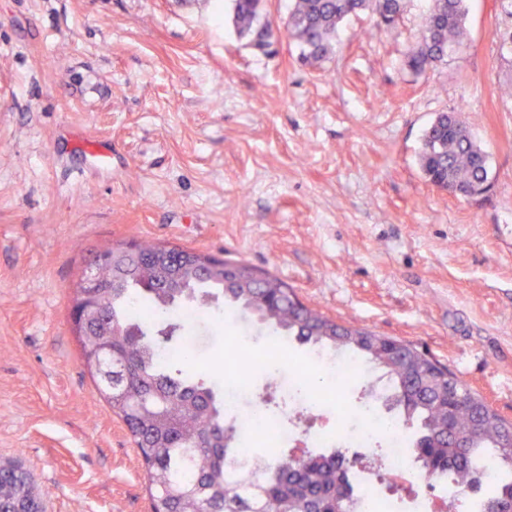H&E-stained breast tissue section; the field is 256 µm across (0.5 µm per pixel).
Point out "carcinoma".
Listing matches in <instances>:
<instances>
[{
    "label": "carcinoma",
    "mask_w": 512,
    "mask_h": 512,
    "mask_svg": "<svg viewBox=\"0 0 512 512\" xmlns=\"http://www.w3.org/2000/svg\"><path fill=\"white\" fill-rule=\"evenodd\" d=\"M420 41L406 55L408 69L421 75L467 44V0H433ZM403 0H292L288 35L299 59L314 67L332 51L339 25L350 15L369 10L377 24L395 25ZM265 0H233V20L248 44L263 53L277 38L262 20ZM419 165L426 180L440 190L486 194L492 181L485 151L470 126L451 112H440L424 132ZM157 244L137 243L123 263L104 265L97 278L112 283L94 294L102 331L112 336V352L126 369L112 370V382H96L99 396L125 422L145 463V479L156 512H356L351 476L358 453L337 449L313 454L297 464L281 451L269 462L263 481L253 488L225 469L242 437L224 424V397L209 379L211 366L199 374L181 369L182 357L160 358L163 347L177 348L176 335L189 324L184 310L215 311L219 300L250 313L280 336L314 349L343 351L366 362L370 377L396 405L406 427L415 428L413 445L426 444L431 458L415 461L432 480L454 475L471 490L488 485L480 512H512V447L506 421L454 373H444L428 355L410 344L389 350L388 336L366 326H343L294 302V292L278 277L252 287L224 278L202 265L180 263L157 267ZM162 315L166 326L148 334L150 320ZM88 370L99 357L98 343L78 337ZM41 512L16 466H0V512Z\"/></svg>",
    "instance_id": "carcinoma-1"
}]
</instances>
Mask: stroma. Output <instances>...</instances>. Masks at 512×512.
I'll use <instances>...</instances> for the list:
<instances>
[{"mask_svg": "<svg viewBox=\"0 0 512 512\" xmlns=\"http://www.w3.org/2000/svg\"><path fill=\"white\" fill-rule=\"evenodd\" d=\"M289 6L266 0L278 41L263 55L231 0H0V464L30 474L46 512H149L69 316L96 253L131 239L269 271L337 322L426 349L512 419V0H469L468 46L423 75L405 55L432 0H405L388 28L346 18L314 69ZM446 111L488 155L481 199L418 165ZM184 340L200 370L248 347L261 391L268 369L324 367L239 310ZM368 397L355 378L313 423L365 428Z\"/></svg>", "mask_w": 512, "mask_h": 512, "instance_id": "stroma-1", "label": "stroma"}]
</instances>
